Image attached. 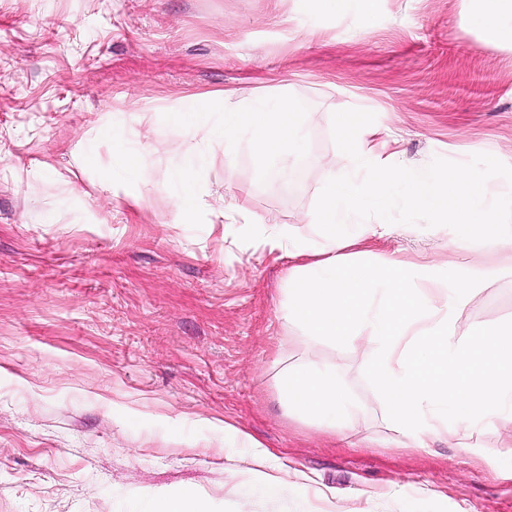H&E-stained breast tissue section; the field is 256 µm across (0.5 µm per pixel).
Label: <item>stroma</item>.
Wrapping results in <instances>:
<instances>
[{
  "instance_id": "1",
  "label": "stroma",
  "mask_w": 512,
  "mask_h": 512,
  "mask_svg": "<svg viewBox=\"0 0 512 512\" xmlns=\"http://www.w3.org/2000/svg\"><path fill=\"white\" fill-rule=\"evenodd\" d=\"M467 0H380L372 19L317 0H0V512H148L147 494L207 512H512V417L452 441L391 444L364 369L372 349L306 341L282 318L289 259L225 234V215L323 243L300 218L348 164L334 111L360 108L423 169L512 162V51ZM272 94L305 124L290 153L225 160L205 132L173 139L190 100ZM112 123L151 167L139 200ZM201 206L171 207L187 156ZM456 234L397 225L375 255L437 264ZM512 319V277L459 312L457 336ZM336 366L345 436L287 413L284 362Z\"/></svg>"
}]
</instances>
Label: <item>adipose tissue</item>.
<instances>
[{"label":"adipose tissue","instance_id":"adipose-tissue-1","mask_svg":"<svg viewBox=\"0 0 512 512\" xmlns=\"http://www.w3.org/2000/svg\"><path fill=\"white\" fill-rule=\"evenodd\" d=\"M470 23L489 42L512 49V0H469ZM305 113L294 102L268 95H256L240 103L225 100L214 108L193 102L174 112L173 137L194 129L208 128L211 136L232 145L246 138L260 158L286 153L304 125ZM277 387L289 411L314 419L328 433L344 431L346 423L337 417L342 394L336 384L335 367L327 362L306 360L284 368Z\"/></svg>","mask_w":512,"mask_h":512}]
</instances>
